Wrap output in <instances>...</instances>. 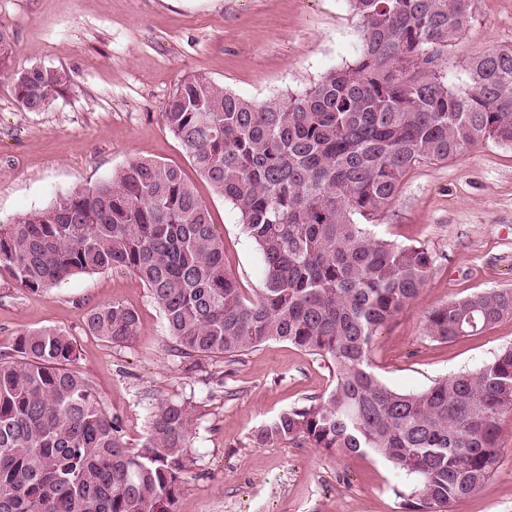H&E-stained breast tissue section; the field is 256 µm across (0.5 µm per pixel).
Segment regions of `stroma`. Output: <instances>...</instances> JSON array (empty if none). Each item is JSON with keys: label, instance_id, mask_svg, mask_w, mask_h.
Segmentation results:
<instances>
[{"label": "stroma", "instance_id": "stroma-1", "mask_svg": "<svg viewBox=\"0 0 512 512\" xmlns=\"http://www.w3.org/2000/svg\"><path fill=\"white\" fill-rule=\"evenodd\" d=\"M474 12L444 64L459 89L473 58L512 44V0H475ZM358 23L346 0H0L16 65L63 67L73 77L42 112L22 110L0 81V225L98 184L131 158L162 161L194 185L224 239L228 270L255 295L259 252L164 127L162 106L191 75L257 102L301 91L353 62ZM373 230L434 259L417 297L373 340L374 370L387 386L416 393L512 346V320L448 343L425 330L428 314L448 301L512 289V146L479 140L453 160L410 171ZM115 300L140 316L138 336L121 345L85 330L90 310ZM42 327L75 340L76 369L130 446L157 402H193L194 464L177 512H409L397 495L407 480L382 458L298 440L257 443L256 432L280 413L332 389L324 358L270 341L194 368L172 352L161 310L132 274H76L41 295L0 270V358L13 356L19 330ZM499 426L492 477L451 512H512V412Z\"/></svg>", "mask_w": 512, "mask_h": 512}]
</instances>
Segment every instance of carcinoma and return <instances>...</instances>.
Instances as JSON below:
<instances>
[{
    "label": "carcinoma",
    "mask_w": 512,
    "mask_h": 512,
    "mask_svg": "<svg viewBox=\"0 0 512 512\" xmlns=\"http://www.w3.org/2000/svg\"><path fill=\"white\" fill-rule=\"evenodd\" d=\"M348 3L360 51L310 87L255 102L193 75L162 108L164 126L259 251L255 297L229 272L224 240L183 170L145 158L0 226V269L39 294L74 274L126 270L163 311L183 358L286 341L326 359L331 391L281 413L257 443L372 453L405 473L412 512H438L494 472L498 421L512 412V347L419 393L383 383L373 337L416 298L433 259L363 221L384 211L414 167L452 160L479 139L512 145V45L472 59L470 88L456 89L439 60L474 20V0ZM13 52L0 26V79L24 110L48 109L70 73L19 68ZM507 319L512 290H490L434 309L426 330L451 342ZM85 329L128 343L139 315L115 300L92 310ZM15 353L0 359V512H176L193 465L190 402L154 406L131 448L75 369L71 336L25 329Z\"/></svg>",
    "instance_id": "1"
}]
</instances>
